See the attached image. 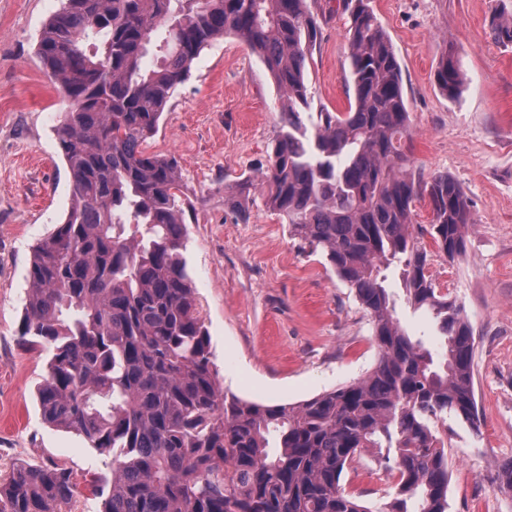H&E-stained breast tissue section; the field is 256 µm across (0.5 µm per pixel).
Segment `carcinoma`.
Returning <instances> with one entry per match:
<instances>
[{
    "label": "carcinoma",
    "instance_id": "obj_1",
    "mask_svg": "<svg viewBox=\"0 0 512 512\" xmlns=\"http://www.w3.org/2000/svg\"><path fill=\"white\" fill-rule=\"evenodd\" d=\"M353 103L311 126L308 65L318 0H61L35 55L68 101L53 132L71 180L63 223L33 248L21 345L46 353L43 420L105 455L101 512H448V457L434 424L477 427L474 337L461 308L424 273L430 237L451 261L474 217L446 174L416 177L401 67L370 0H340ZM512 46V12L491 21ZM232 36L262 61L281 123L257 178L224 205L248 218L253 189L319 249L373 320L376 365L298 403L228 395L217 382L183 262L181 174L143 144L191 64ZM153 56L148 66L145 59ZM435 81L455 98V53ZM428 197L430 224L415 223ZM401 269L405 303L443 339L408 334L384 268ZM364 448L398 481L373 509L340 484ZM77 484L54 463H21L0 480V512H63Z\"/></svg>",
    "mask_w": 512,
    "mask_h": 512
}]
</instances>
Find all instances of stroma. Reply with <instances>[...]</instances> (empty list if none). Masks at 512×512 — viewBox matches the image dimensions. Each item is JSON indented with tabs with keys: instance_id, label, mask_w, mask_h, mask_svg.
Wrapping results in <instances>:
<instances>
[{
	"instance_id": "1",
	"label": "stroma",
	"mask_w": 512,
	"mask_h": 512,
	"mask_svg": "<svg viewBox=\"0 0 512 512\" xmlns=\"http://www.w3.org/2000/svg\"><path fill=\"white\" fill-rule=\"evenodd\" d=\"M60 0H0V477L20 462L71 468V512H99L90 484L103 457L82 437L46 425L36 390L46 354L17 343L33 246L71 206L70 176L53 127L65 102L35 57ZM402 69L412 165L423 178L457 180L476 219L462 259L432 254L429 271L461 306L474 335L479 431L448 419V512H512L498 472L512 461V47L491 30L512 0H373ZM454 49L461 94L434 82ZM342 16L323 23L308 67L312 112L347 111ZM279 93L244 45L227 37L202 50L145 149L176 157L182 174V252L225 391L263 404L297 402L350 384L376 363L370 314L325 256L293 237L262 194L241 220L224 205L238 183L267 165L279 130ZM376 449L343 480L371 504L387 491Z\"/></svg>"
}]
</instances>
